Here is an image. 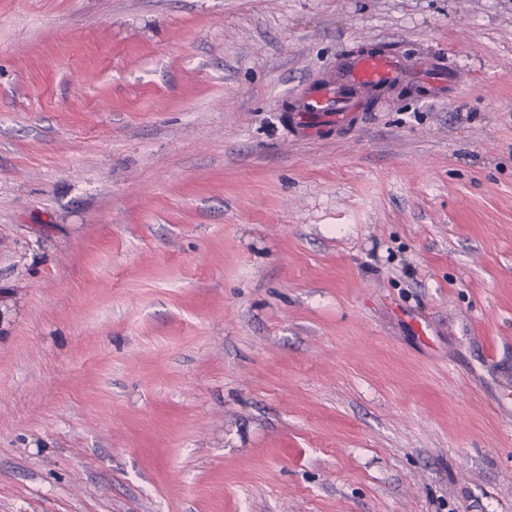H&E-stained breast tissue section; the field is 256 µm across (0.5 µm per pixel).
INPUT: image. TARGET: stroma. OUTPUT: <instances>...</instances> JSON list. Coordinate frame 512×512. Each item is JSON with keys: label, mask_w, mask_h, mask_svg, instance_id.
I'll return each mask as SVG.
<instances>
[{"label": "stroma", "mask_w": 512, "mask_h": 512, "mask_svg": "<svg viewBox=\"0 0 512 512\" xmlns=\"http://www.w3.org/2000/svg\"><path fill=\"white\" fill-rule=\"evenodd\" d=\"M506 403L512 0H0V512H512ZM406 77L408 70L399 55L348 52L340 59L335 76L313 82L302 91L289 115V125L302 135L350 127L365 92L389 87Z\"/></svg>", "instance_id": "35a3bbf8"}]
</instances>
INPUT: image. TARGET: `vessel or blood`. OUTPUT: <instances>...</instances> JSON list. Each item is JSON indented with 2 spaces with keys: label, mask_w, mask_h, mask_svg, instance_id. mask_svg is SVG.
Instances as JSON below:
<instances>
[{
  "label": "vessel or blood",
  "mask_w": 512,
  "mask_h": 512,
  "mask_svg": "<svg viewBox=\"0 0 512 512\" xmlns=\"http://www.w3.org/2000/svg\"><path fill=\"white\" fill-rule=\"evenodd\" d=\"M408 70L401 56L391 53L345 54L335 76L307 86L289 116L293 131L310 135L326 128L343 129L357 118L365 92L405 79Z\"/></svg>",
  "instance_id": "obj_1"
}]
</instances>
